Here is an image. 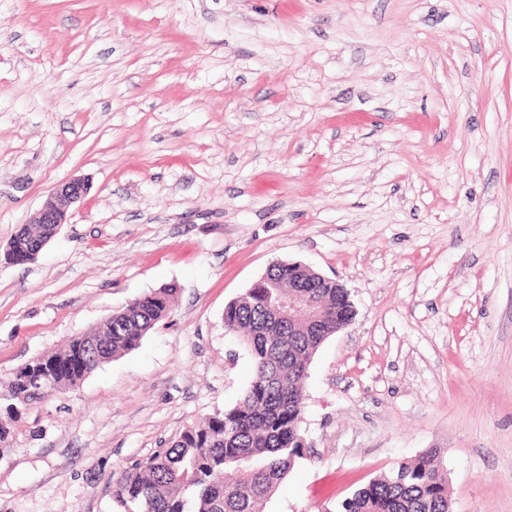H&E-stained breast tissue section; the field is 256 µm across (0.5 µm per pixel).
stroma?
Returning a JSON list of instances; mask_svg holds the SVG:
<instances>
[{"label": "stroma", "instance_id": "obj_1", "mask_svg": "<svg viewBox=\"0 0 512 512\" xmlns=\"http://www.w3.org/2000/svg\"><path fill=\"white\" fill-rule=\"evenodd\" d=\"M75 176L59 233L6 263ZM278 261L356 315L264 512H334L432 448L450 512H512V0H0V381L177 287L24 412L0 512H119L113 473L243 396L224 308ZM90 188L89 180L85 177H73L57 183L32 222L22 225L13 238L14 257L27 263L34 261L39 247L43 249L48 242L41 243L53 235L55 225L50 224H58V231L65 224L70 207L81 201Z\"/></svg>", "mask_w": 512, "mask_h": 512}]
</instances>
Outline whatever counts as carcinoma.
<instances>
[{"label":"carcinoma","mask_w":512,"mask_h":512,"mask_svg":"<svg viewBox=\"0 0 512 512\" xmlns=\"http://www.w3.org/2000/svg\"><path fill=\"white\" fill-rule=\"evenodd\" d=\"M53 230L50 224L22 225L12 240L14 257L34 261ZM267 277L281 287L249 288L224 311V326L240 338L252 360V379L241 402L186 427L167 448L121 471L112 497L125 512H263L278 485L304 459L302 381L311 356L328 335L352 322L355 310L346 288H297L314 305L290 323L271 306L276 297L288 296L294 275L276 262ZM176 292L174 285L152 290L114 312L93 337L71 339L51 354L58 370L48 386L32 383L40 370L36 362L15 370L6 394H0L7 401L0 443L47 391L62 392L83 380L73 365L77 356H98L105 363L133 350L167 317ZM437 457L431 451L375 476L336 512H449L447 479Z\"/></svg>","instance_id":"1"}]
</instances>
